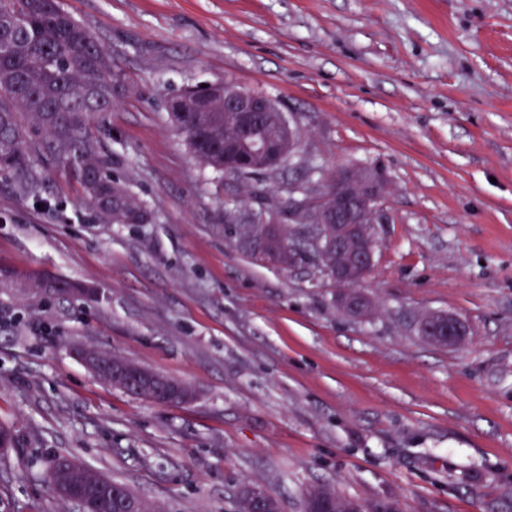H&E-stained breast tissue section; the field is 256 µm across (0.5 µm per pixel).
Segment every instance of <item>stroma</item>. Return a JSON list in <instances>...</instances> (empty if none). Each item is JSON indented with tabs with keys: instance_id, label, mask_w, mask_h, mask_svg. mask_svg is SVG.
<instances>
[{
	"instance_id": "obj_1",
	"label": "stroma",
	"mask_w": 512,
	"mask_h": 512,
	"mask_svg": "<svg viewBox=\"0 0 512 512\" xmlns=\"http://www.w3.org/2000/svg\"><path fill=\"white\" fill-rule=\"evenodd\" d=\"M125 87L92 131L146 224H104L38 158L40 198L0 180V270L99 292L44 298L0 278L6 512H76L48 462L77 458L158 512H282L318 485L399 512H512V0H61ZM223 78L270 97L299 140L250 178L202 166L168 99ZM383 167L387 221L356 317L314 265L241 252L230 225L287 233L334 170ZM468 323L458 346L428 314ZM81 344L189 384L187 403L110 387ZM419 331L431 342L448 347H455L468 335L467 324L452 315L429 314L419 324ZM263 491L256 486H248L241 496V512H277Z\"/></svg>"
}]
</instances>
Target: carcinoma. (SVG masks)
I'll list each match as a JSON object with an SVG mask.
<instances>
[{"instance_id":"obj_1","label":"carcinoma","mask_w":512,"mask_h":512,"mask_svg":"<svg viewBox=\"0 0 512 512\" xmlns=\"http://www.w3.org/2000/svg\"><path fill=\"white\" fill-rule=\"evenodd\" d=\"M179 91L168 101L174 124L200 163L224 171V146H235L240 174L250 151L224 125V87ZM123 86L95 33L59 0H0V177L39 196L35 152L67 167L82 202L105 224H143L148 212L117 182L88 131L112 111Z\"/></svg>"}]
</instances>
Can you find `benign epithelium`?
I'll return each instance as SVG.
<instances>
[{
    "label": "benign epithelium",
    "instance_id": "1",
    "mask_svg": "<svg viewBox=\"0 0 512 512\" xmlns=\"http://www.w3.org/2000/svg\"><path fill=\"white\" fill-rule=\"evenodd\" d=\"M274 112L278 113L274 125L268 128L265 139L252 145V151L279 166L298 149L295 130L269 97L224 80L225 124L245 131L255 122L269 123V116ZM385 188L384 172L378 168L361 172L338 169L329 176L317 202L302 204L292 211L299 224L297 236L308 238L309 255L320 271L339 287L348 280H361L373 267L376 241L370 228L383 220L381 202ZM235 228L236 245L257 257V261L280 267L301 262V256L293 251L285 257L272 248L273 225L237 224ZM339 302L346 311L359 317L370 308L369 298L358 290L344 289ZM419 331L431 342L448 347L459 345L468 335L464 321L442 314L424 316ZM77 352L94 376L134 392L141 399L190 401L194 397L185 382L143 371L130 360L84 346L78 347ZM49 489L56 498L76 505L79 512H112V486L76 462L55 465ZM241 512H272V504L260 488L249 486L241 496Z\"/></svg>",
    "mask_w": 512,
    "mask_h": 512
}]
</instances>
